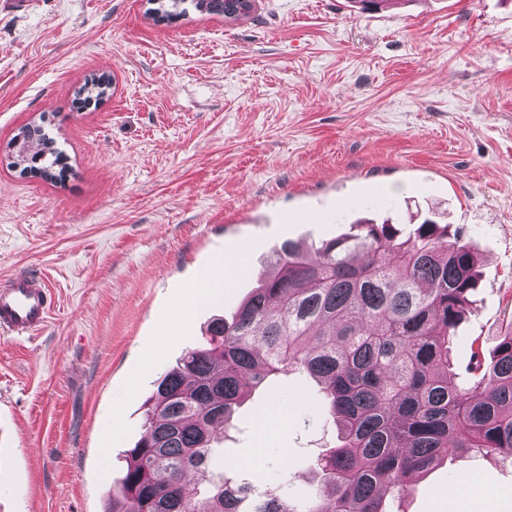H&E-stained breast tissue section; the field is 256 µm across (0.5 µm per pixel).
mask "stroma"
<instances>
[{
	"instance_id": "stroma-1",
	"label": "stroma",
	"mask_w": 512,
	"mask_h": 512,
	"mask_svg": "<svg viewBox=\"0 0 512 512\" xmlns=\"http://www.w3.org/2000/svg\"><path fill=\"white\" fill-rule=\"evenodd\" d=\"M147 9L0 0V281L30 272L55 297L34 338L0 335V512H105L155 380L282 242L359 221L462 230L480 282L452 357L512 331V0H255L243 20L164 23ZM103 72L111 96L75 103ZM39 118L69 159L62 181L6 165ZM220 260L228 282L197 301ZM318 395L298 374L253 389L209 473L233 460L239 481L307 502L338 441ZM451 487L471 512H512V466L480 455L445 459L383 507L451 512Z\"/></svg>"
}]
</instances>
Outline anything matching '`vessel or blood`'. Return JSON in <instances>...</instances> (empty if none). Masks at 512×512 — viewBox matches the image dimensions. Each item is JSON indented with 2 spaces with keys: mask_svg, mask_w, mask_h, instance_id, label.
<instances>
[{
  "mask_svg": "<svg viewBox=\"0 0 512 512\" xmlns=\"http://www.w3.org/2000/svg\"><path fill=\"white\" fill-rule=\"evenodd\" d=\"M50 288L31 273L0 283V334L30 337L45 325L53 307Z\"/></svg>",
  "mask_w": 512,
  "mask_h": 512,
  "instance_id": "b4317fda",
  "label": "vessel or blood"
}]
</instances>
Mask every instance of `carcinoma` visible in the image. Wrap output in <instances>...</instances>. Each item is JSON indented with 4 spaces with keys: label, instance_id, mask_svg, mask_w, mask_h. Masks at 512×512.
<instances>
[{
    "label": "carcinoma",
    "instance_id": "carcinoma-1",
    "mask_svg": "<svg viewBox=\"0 0 512 512\" xmlns=\"http://www.w3.org/2000/svg\"><path fill=\"white\" fill-rule=\"evenodd\" d=\"M224 0H161L173 19L192 8L213 15ZM109 75L92 74L82 103L109 97ZM10 166L63 177L66 157L36 121L21 127ZM310 249L288 241L273 272L230 317L215 318L175 367L156 380L143 432L124 456L121 495L107 512H384V494L448 456L512 463V332L488 359L473 352L460 384L450 349L478 288L471 245L425 220L405 235L393 224ZM320 385L317 406L340 427V444L317 461L318 490L305 507L288 492H259L233 467L206 474L246 390L281 374Z\"/></svg>",
    "mask_w": 512,
    "mask_h": 512
}]
</instances>
